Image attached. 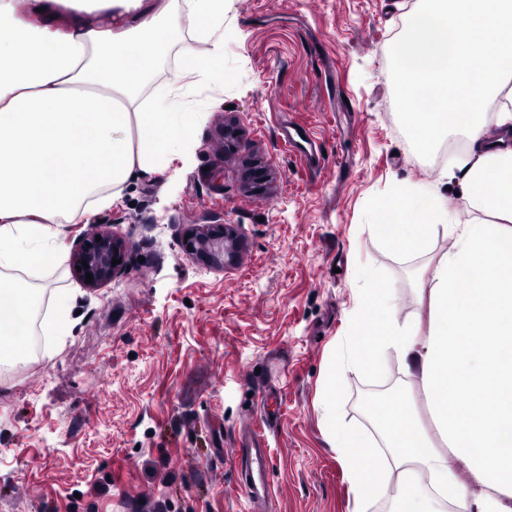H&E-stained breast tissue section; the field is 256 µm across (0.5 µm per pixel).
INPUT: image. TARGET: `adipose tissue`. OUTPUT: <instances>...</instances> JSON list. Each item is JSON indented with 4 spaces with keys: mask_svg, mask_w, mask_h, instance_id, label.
Here are the masks:
<instances>
[{
    "mask_svg": "<svg viewBox=\"0 0 512 512\" xmlns=\"http://www.w3.org/2000/svg\"><path fill=\"white\" fill-rule=\"evenodd\" d=\"M176 1L0 0V274L46 266L61 224L89 222L132 177L187 150L197 113L147 87L178 46L181 75L223 77L224 0H181L212 45L204 56L186 51ZM91 12L104 19L95 30ZM390 53L421 146L462 134L469 155L448 179L498 220L455 224L444 196L393 193L376 227L391 250L423 254L441 234L450 245L430 271L427 326L400 322L385 290L357 296L319 400L325 440L352 512L392 479L409 495L402 512H512V146L487 143L477 109L496 99L512 122V0H427ZM33 304L32 289H0L1 367L27 355ZM390 351L419 379L432 429L403 399L375 436L338 427L340 378L375 371Z\"/></svg>",
    "mask_w": 512,
    "mask_h": 512,
    "instance_id": "ef3b65f1",
    "label": "adipose tissue"
}]
</instances>
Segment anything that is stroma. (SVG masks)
<instances>
[{
    "label": "stroma",
    "mask_w": 512,
    "mask_h": 512,
    "mask_svg": "<svg viewBox=\"0 0 512 512\" xmlns=\"http://www.w3.org/2000/svg\"><path fill=\"white\" fill-rule=\"evenodd\" d=\"M422 0H225L224 77L191 78L190 147L127 183L111 208L68 224L28 279L41 291L31 352L0 370V512H350L349 483L321 431L317 399L349 312L366 288L424 322L419 285L448 250L391 251L378 233L399 186L448 192V167L413 155L398 123L387 51ZM286 119L325 153L318 171L282 145ZM232 228L214 264L182 247ZM111 233L125 266L92 285L73 259ZM73 331L46 325L67 304ZM417 387L395 353L348 371L340 423L370 431L354 393ZM268 439L269 496L239 487L243 438Z\"/></svg>",
    "instance_id": "1"
}]
</instances>
